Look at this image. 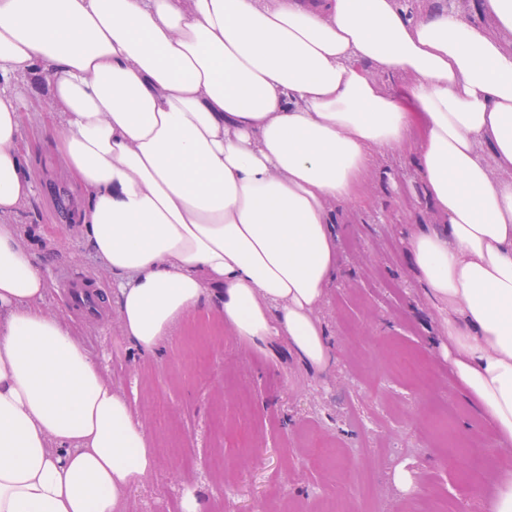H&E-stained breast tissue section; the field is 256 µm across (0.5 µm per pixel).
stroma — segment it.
I'll list each match as a JSON object with an SVG mask.
<instances>
[{"label":"stroma","mask_w":512,"mask_h":512,"mask_svg":"<svg viewBox=\"0 0 512 512\" xmlns=\"http://www.w3.org/2000/svg\"><path fill=\"white\" fill-rule=\"evenodd\" d=\"M31 86L19 149L36 192L11 221L46 277L42 310L65 320L153 438L156 467L124 512H182L189 493L203 512H275L283 503L317 512L327 498L346 512H486L504 462L453 375L438 313L408 256L412 232L441 226L410 154L377 155L360 200L332 206L341 273L317 312L334 345L326 370L308 369L284 339L274 359L249 348L218 323L215 301L148 354L124 336L116 303L95 326L78 323L61 299L66 271L107 296L115 285L85 245L86 200L52 151L62 119L49 109L47 81ZM400 351L420 357L427 386L409 388L396 373ZM310 435L334 443L328 467L312 460ZM400 466L412 494L393 482Z\"/></svg>","instance_id":"obj_1"}]
</instances>
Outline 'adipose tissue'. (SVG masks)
Segmentation results:
<instances>
[{
    "label": "adipose tissue",
    "instance_id": "ef3b65f1",
    "mask_svg": "<svg viewBox=\"0 0 512 512\" xmlns=\"http://www.w3.org/2000/svg\"><path fill=\"white\" fill-rule=\"evenodd\" d=\"M482 3L493 27L442 0H0V512H123L156 465L128 399L41 310L9 222L35 193L21 74L49 77L86 244L145 352L212 294L249 347L284 338L327 369L329 206L359 199L374 152L409 149L444 228L408 254L512 459V0ZM383 75L412 77L409 102Z\"/></svg>",
    "mask_w": 512,
    "mask_h": 512
}]
</instances>
